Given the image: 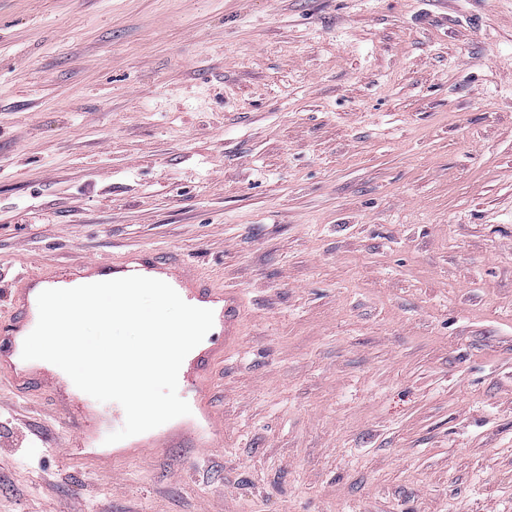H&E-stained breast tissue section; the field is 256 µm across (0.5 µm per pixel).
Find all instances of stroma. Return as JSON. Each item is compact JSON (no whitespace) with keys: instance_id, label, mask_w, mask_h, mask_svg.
<instances>
[{"instance_id":"obj_1","label":"stroma","mask_w":512,"mask_h":512,"mask_svg":"<svg viewBox=\"0 0 512 512\" xmlns=\"http://www.w3.org/2000/svg\"><path fill=\"white\" fill-rule=\"evenodd\" d=\"M141 247L242 294L222 443L0 373V512H512V0H0V313ZM63 410L58 422L62 427L70 429L73 437L72 443L60 452V463L66 465L67 461L78 456V448H84L96 436L100 417L90 404L74 399Z\"/></svg>"}]
</instances>
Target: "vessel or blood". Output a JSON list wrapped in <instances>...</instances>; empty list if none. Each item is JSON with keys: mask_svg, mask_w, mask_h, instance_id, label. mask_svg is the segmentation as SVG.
Returning <instances> with one entry per match:
<instances>
[{"mask_svg": "<svg viewBox=\"0 0 512 512\" xmlns=\"http://www.w3.org/2000/svg\"><path fill=\"white\" fill-rule=\"evenodd\" d=\"M154 275L171 285L188 304L205 305L214 312V331L211 339L193 349L178 376V383L189 392L196 409L205 421L194 434L197 446L213 444V434L223 432L224 420L214 411L210 402L212 378L210 369L224 358V352L233 341L239 309L240 294L225 287L223 281L207 277L185 264L177 255L160 254L151 249H135L123 256L102 260L93 259L79 266L63 265L54 273L27 271L16 276L7 311L6 336L0 339V368L10 369L18 380L30 379L32 370L21 360V338L35 320L37 290L51 287L64 280H89L102 274ZM62 427L72 432V442L63 448L59 460L67 462L76 457L97 434L99 417L93 407L83 401L72 400L64 407L58 419ZM190 432L180 425L141 435L124 447V455L153 453L177 447Z\"/></svg>", "mask_w": 512, "mask_h": 512, "instance_id": "1", "label": "vessel or blood"}]
</instances>
